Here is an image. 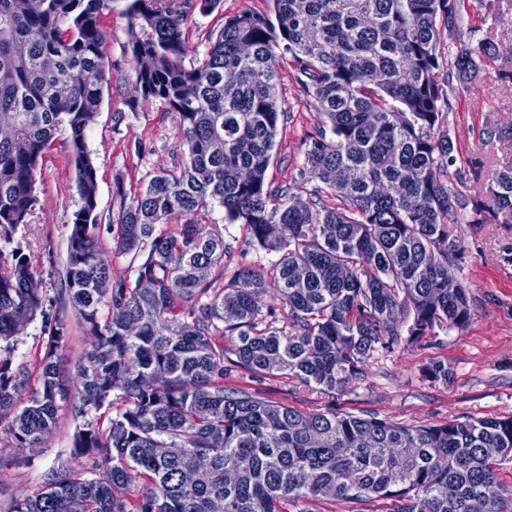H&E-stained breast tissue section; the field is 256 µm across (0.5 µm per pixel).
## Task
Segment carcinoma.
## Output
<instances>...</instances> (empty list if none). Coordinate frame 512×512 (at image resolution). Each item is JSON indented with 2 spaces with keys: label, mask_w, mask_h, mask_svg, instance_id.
<instances>
[{
  "label": "carcinoma",
  "mask_w": 512,
  "mask_h": 512,
  "mask_svg": "<svg viewBox=\"0 0 512 512\" xmlns=\"http://www.w3.org/2000/svg\"><path fill=\"white\" fill-rule=\"evenodd\" d=\"M218 0H129V50L145 100L179 114V173L153 175L109 217L120 254L143 255L129 275L99 261L97 168L86 149L110 83L100 18L112 0H0V238L25 224L37 174L67 132L82 200L73 215L63 282L50 300L19 247L0 250V416L25 392L13 339L40 321L43 354L28 405L11 418L15 447H38L63 405L82 419L73 452L88 478L61 462L35 496L9 512H285L288 501L369 503L389 512H512L486 448L512 455V417L405 425L327 407L302 412L260 390L226 385L243 371L285 376L334 397L379 345L474 315L464 286L448 291L461 256L448 225L512 212V163L493 172L486 200L448 187L456 161L441 131L452 81L472 82L496 49L481 41L443 61V32L458 33L464 0H274V18L225 19L187 68L183 28ZM291 57L331 137L305 164L341 198L329 208L267 181L280 118V60ZM446 74H441V71ZM224 208L245 243L278 256L282 309L263 308V273L238 267L222 285L224 232L203 224ZM185 217L174 233L160 229ZM107 307L100 319L101 307ZM93 340L74 388L56 371L72 321ZM237 339L224 349V335ZM425 378L446 385L448 364ZM455 495L448 497V486ZM137 496H132V493Z\"/></svg>",
  "instance_id": "obj_1"
}]
</instances>
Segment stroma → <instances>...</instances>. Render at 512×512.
Here are the masks:
<instances>
[{
	"label": "stroma",
	"instance_id": "1",
	"mask_svg": "<svg viewBox=\"0 0 512 512\" xmlns=\"http://www.w3.org/2000/svg\"><path fill=\"white\" fill-rule=\"evenodd\" d=\"M128 0H112L110 11L101 17L106 35L105 64L111 81L103 92L100 110L87 132V150L97 168V203L101 217L117 210L123 198L133 197L149 178L160 171H178L184 153L179 137V117L157 100H143L135 91L133 75L137 63L128 41ZM243 12L271 14L272 0H219L210 13L190 15L184 28L192 65L208 46V38L224 19ZM461 29L469 43L485 40L500 55L512 54V6L488 11L483 0H468ZM498 62H489L471 92L454 89L449 108L443 113L442 129L454 140L457 164L468 170L464 194L482 198L483 188L502 161L512 159V143L503 142L495 151L481 145L487 124L512 134V81L498 76ZM278 94L284 117L267 172L273 186L290 188L293 194L309 197L318 182L305 172V152L325 128L315 99L308 96L291 59L278 68ZM143 155H135V144ZM76 166L66 132H58L47 153L36 185L37 204L27 224L11 239H0V250L22 247L41 272V288L55 298L67 260L72 215L82 201L75 190ZM206 223L222 226L230 253L224 258L225 274L237 266L260 269L267 290L263 304L280 306L281 297L273 274L275 255L247 247L244 232L224 221L216 207ZM448 231L462 249L454 268L456 278L469 290L475 314L464 328L434 329L420 345L406 340L381 348L369 359L363 376L354 380L347 393L331 398L312 387L282 376L256 381L249 374H232L230 385L258 389L305 412L336 405L355 415H376L415 425H440L454 419L512 416V215L502 213L486 224H452ZM442 361L451 368L454 380L445 386L422 375L424 366ZM79 424L70 409H61L57 424L40 447L17 452L0 421V483L30 494L38 492L52 475L58 461L72 470L87 473V458L73 454V435Z\"/></svg>",
	"mask_w": 512,
	"mask_h": 512
}]
</instances>
